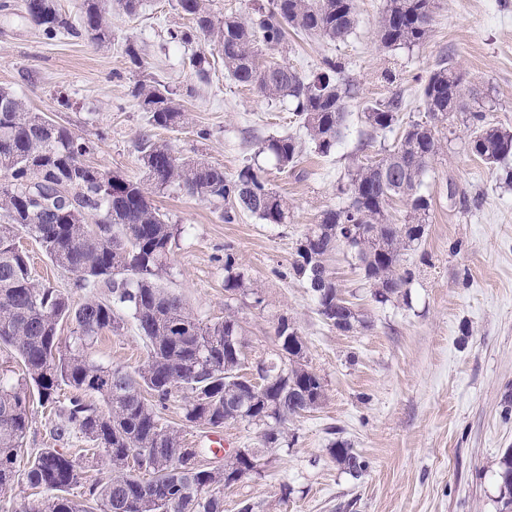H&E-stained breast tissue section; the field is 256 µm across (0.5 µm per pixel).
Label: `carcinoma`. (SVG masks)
I'll list each match as a JSON object with an SVG mask.
<instances>
[{"label":"carcinoma","mask_w":512,"mask_h":512,"mask_svg":"<svg viewBox=\"0 0 512 512\" xmlns=\"http://www.w3.org/2000/svg\"><path fill=\"white\" fill-rule=\"evenodd\" d=\"M139 0H79V22L62 12L58 0H25V18L42 34L90 36L112 43L108 15L116 6L133 15ZM434 0H386L377 29L385 48L419 46L431 33ZM191 26L171 33L184 44L200 39L221 48L224 69L236 83L269 98L288 100L315 151L330 154L343 135L350 85L343 62L326 58L323 71L309 77L283 64H262L255 47L280 51L288 30L341 42L356 25L355 0H270L242 17L216 18L210 0H176ZM133 96L152 126L188 123L184 105L162 81H138ZM433 123L455 113H471L470 151L494 166L512 157V131L485 122L481 106L463 100L462 77L442 58L423 88ZM403 97L375 102L363 113L374 133L400 122ZM411 121L398 143L379 161L351 170L348 202L323 212L297 242L293 274L313 292L318 312L330 326L349 332L360 322L357 310L336 284L329 258L349 236L359 239L354 259L375 302L408 295L412 281L401 270L402 256L424 235L432 199L421 191L429 161L440 150L436 133L423 135ZM92 142L40 112L31 111L9 88L0 87V349L19 359L16 380L0 376V492L22 479L41 496L24 512H224V488L233 476L254 469L258 451L247 448L224 463L202 464L196 448H186L178 430L163 422L161 410L182 402L187 426L220 428L228 421L260 429L263 447L286 442L288 419L316 409L324 385L309 368L298 329L280 316L274 326L277 351L261 360L263 384L252 389L238 381L246 345L236 318L205 323L168 291L173 245L184 232L171 224L151 198L152 190L175 187L200 200L224 203V221L249 213L265 224H282L288 202L267 187L260 169L247 166L229 177L202 158L176 155L172 146L144 134L138 139L146 180H133L87 162ZM282 169L297 166L301 146L291 135L271 137L259 149ZM404 201V222H394L390 202ZM97 224L99 232L88 231ZM38 242L53 264L73 276L86 293L74 305L57 288L40 282L19 248L20 234ZM224 290L251 294L234 259L224 260ZM146 340L144 363L130 371L98 360L94 344L116 333L124 316ZM69 327L70 336L61 330ZM70 395L60 399L62 388ZM55 409V437L76 432L112 463V478L88 486L84 501L69 497L83 485L85 466L58 448H40L24 470L17 460L29 430L34 404ZM330 454L352 478L366 461L348 442H332ZM503 508L512 507V449L496 473Z\"/></svg>","instance_id":"obj_1"}]
</instances>
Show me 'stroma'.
<instances>
[{"label":"stroma","mask_w":512,"mask_h":512,"mask_svg":"<svg viewBox=\"0 0 512 512\" xmlns=\"http://www.w3.org/2000/svg\"><path fill=\"white\" fill-rule=\"evenodd\" d=\"M19 2L0 0V85L32 111L92 139L89 163L144 178L136 143L147 132L178 155L200 157L229 175L261 167L269 187L288 201L284 223L243 214L228 224L223 204L172 188L153 196L170 223L184 228L171 257V291L204 321L234 315L251 362L273 351L274 324L288 317L324 385L320 406L286 425L287 446L262 455L261 476L225 491L224 512H239L245 500L253 512H501L496 471L512 449V185L469 151L468 113L436 127L441 149L422 185L432 210L422 239L401 263L413 274L408 296L375 303L349 251L338 247L331 267L363 321L342 332L323 321L292 263L307 228L347 202L353 165L380 160L398 142L396 130L370 135L365 106L397 92L405 102L402 122L424 119L421 90L440 56L453 60L467 98L483 106L487 122L512 130V0H435L429 40L410 49L380 47L385 0H355L357 22L345 41L292 35L284 51H261L262 62L286 64L303 76L319 71L325 58L345 61L354 96L344 134L326 156L304 141L287 101L235 83L212 44L172 40L171 31L189 23L176 0H141L134 15L113 11L106 47L84 35L46 40ZM129 42L142 68L127 62ZM199 52L210 61L204 78L190 63ZM148 73L182 100L189 113L183 129L150 124L132 94ZM285 134L303 140L292 170L258 151L263 140ZM19 241L37 277L82 302L70 273L30 236ZM228 256L249 279L252 295L228 297ZM93 351L130 369L146 358L131 323L121 333H103ZM56 423L53 413L34 407L24 452L60 447L84 458L86 440L78 434L56 440ZM337 438L366 460L361 478L331 456Z\"/></svg>","instance_id":"1"}]
</instances>
